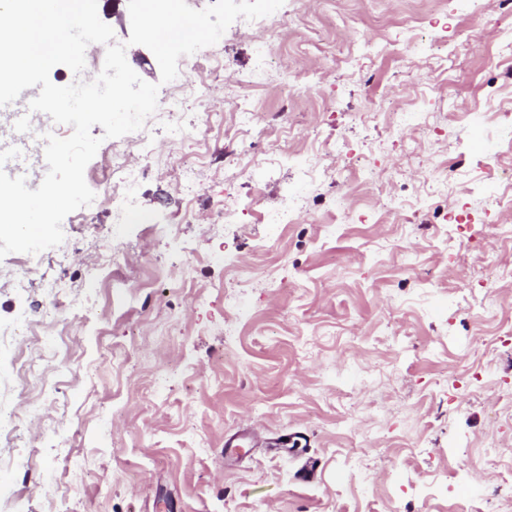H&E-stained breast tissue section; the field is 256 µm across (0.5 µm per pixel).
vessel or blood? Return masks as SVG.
<instances>
[{
    "label": "vessel or blood",
    "mask_w": 512,
    "mask_h": 512,
    "mask_svg": "<svg viewBox=\"0 0 512 512\" xmlns=\"http://www.w3.org/2000/svg\"><path fill=\"white\" fill-rule=\"evenodd\" d=\"M39 94L38 88L32 87L24 90L11 104L0 107V115L9 121L8 130L0 129V151L16 147L21 149L20 157L7 161L1 169L12 177H25L27 182L43 179L48 166L43 153H31L29 138L24 131L34 128L36 136H43L50 130L48 116L42 112H33L29 109V103Z\"/></svg>",
    "instance_id": "vessel-or-blood-1"
}]
</instances>
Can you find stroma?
Masks as SVG:
<instances>
[{"label": "stroma", "instance_id": "1", "mask_svg": "<svg viewBox=\"0 0 512 512\" xmlns=\"http://www.w3.org/2000/svg\"><path fill=\"white\" fill-rule=\"evenodd\" d=\"M484 11L477 34L469 0H284L291 26L245 89L255 43L237 19L180 58L183 134L149 117L155 151L123 218L100 198L125 140L93 126L95 201L64 219L58 247L0 260V411L26 417L0 433V458L29 452L0 467V512H453L476 494L512 512V282L482 277L512 265V239L493 230L512 224V145L494 118L512 110L499 39L512 15L499 0ZM98 13L166 99L154 54L128 42V0ZM423 27L439 51L410 50ZM243 102L267 134L241 145L232 175L212 152ZM392 104L426 113L427 129L380 139ZM473 111L488 115L482 146L457 120ZM320 127L392 168L410 223H337L340 198L377 215L385 195L365 171L303 179ZM292 195L304 216L272 235L261 214ZM228 200L243 223L210 231ZM453 202L476 223H437ZM115 253L123 287L85 275ZM233 267L250 286L228 303ZM242 434L249 445L225 450Z\"/></svg>", "mask_w": 512, "mask_h": 512}]
</instances>
